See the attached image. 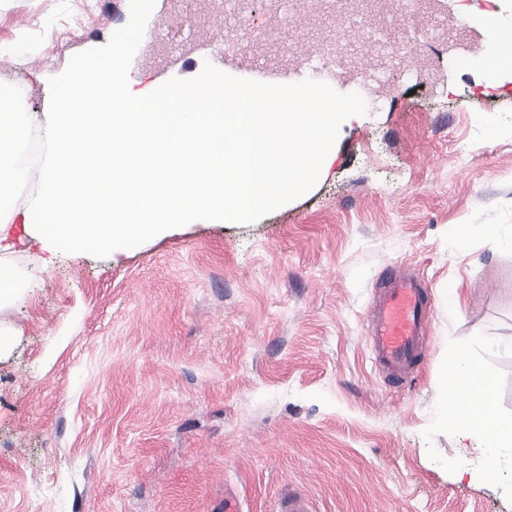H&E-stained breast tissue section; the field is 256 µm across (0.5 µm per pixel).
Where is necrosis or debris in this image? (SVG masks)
I'll use <instances>...</instances> for the list:
<instances>
[{"label":"necrosis or debris","mask_w":512,"mask_h":512,"mask_svg":"<svg viewBox=\"0 0 512 512\" xmlns=\"http://www.w3.org/2000/svg\"><path fill=\"white\" fill-rule=\"evenodd\" d=\"M178 10H189L194 23H206L212 13L226 16L217 42L225 51L243 52L253 42L256 29L251 0H172ZM317 10L338 12L336 28L322 39L303 34L297 0H270L265 10L266 28H297L298 35L286 52L267 54V63L330 69L376 85L384 94L397 92L398 78L430 81L437 70L415 46L447 43L466 29L461 18L448 14L441 0H315Z\"/></svg>","instance_id":"obj_1"}]
</instances>
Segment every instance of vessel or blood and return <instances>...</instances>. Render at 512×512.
<instances>
[{"mask_svg":"<svg viewBox=\"0 0 512 512\" xmlns=\"http://www.w3.org/2000/svg\"><path fill=\"white\" fill-rule=\"evenodd\" d=\"M431 315L432 304L421 277L387 269L369 312V336L376 363L395 387H405L417 375L428 350Z\"/></svg>","mask_w":512,"mask_h":512,"instance_id":"b4317fda","label":"vessel or blood"}]
</instances>
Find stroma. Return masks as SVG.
<instances>
[{"mask_svg": "<svg viewBox=\"0 0 512 512\" xmlns=\"http://www.w3.org/2000/svg\"><path fill=\"white\" fill-rule=\"evenodd\" d=\"M129 18V0H0V76L45 112L50 78ZM423 52L443 86L404 83L353 117L328 176L253 223L105 258L16 245L38 280L6 315L0 512H224L228 495L272 512L288 493L315 512H512V467L482 473L476 441L437 422L458 347L512 417V75ZM399 266L434 306L401 390L367 342Z\"/></svg>", "mask_w": 512, "mask_h": 512, "instance_id": "stroma-1", "label": "stroma"}]
</instances>
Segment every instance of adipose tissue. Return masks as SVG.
Segmentation results:
<instances>
[{"instance_id":"obj_1","label":"adipose tissue","mask_w":512,"mask_h":512,"mask_svg":"<svg viewBox=\"0 0 512 512\" xmlns=\"http://www.w3.org/2000/svg\"><path fill=\"white\" fill-rule=\"evenodd\" d=\"M451 388L456 401L444 405L438 416L464 438L482 440L486 472L495 471L505 457H512V419L498 416L497 386L466 348L454 354Z\"/></svg>"}]
</instances>
